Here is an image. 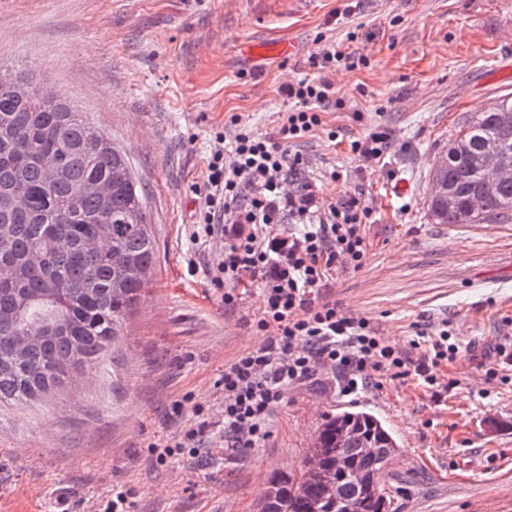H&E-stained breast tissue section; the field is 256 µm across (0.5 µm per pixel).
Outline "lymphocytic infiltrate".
<instances>
[{"label":"lymphocytic infiltrate","mask_w":512,"mask_h":512,"mask_svg":"<svg viewBox=\"0 0 512 512\" xmlns=\"http://www.w3.org/2000/svg\"><path fill=\"white\" fill-rule=\"evenodd\" d=\"M314 42L310 76L279 88L284 108L275 135H259L233 114L210 140L198 224L203 238L222 240L213 282L223 288L228 308L243 293L256 292L253 321L267 339L225 364L215 384L220 418L195 410L190 424L149 443L157 464L177 454L214 457L258 447L269 437L272 416L289 387L317 369L330 370L339 394L348 397L389 373L435 385L434 368L455 354L447 324L424 336L426 352L414 359L322 294L333 273L365 265L364 228L374 211L359 194L323 197L308 176V157L295 149L323 127L328 109L341 104L330 73L363 61L324 33ZM396 144L393 131L380 124L353 140L350 151L377 165Z\"/></svg>","instance_id":"1"}]
</instances>
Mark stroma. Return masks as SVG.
<instances>
[{"instance_id": "1", "label": "stroma", "mask_w": 512, "mask_h": 512, "mask_svg": "<svg viewBox=\"0 0 512 512\" xmlns=\"http://www.w3.org/2000/svg\"><path fill=\"white\" fill-rule=\"evenodd\" d=\"M0 0V58L35 65L33 81L69 96L126 156L147 194L158 265L129 319L116 363L86 369L57 393L0 405V512H53L57 497L88 512L112 486L135 512H255L270 479L297 474L328 416L367 409L400 453L384 478L393 512H512V224H434L426 202L436 160L474 113L512 83L485 69L512 55V0ZM345 40L366 65L331 76L345 109L301 142L314 170L343 171L324 196L360 192L372 207L368 260L330 279L324 294L410 349L417 332L447 323L458 350L434 370L436 388L383 376L355 399L317 371L290 389L260 447L221 459L147 445L183 416L216 408L225 363L258 347L254 297L224 306L211 282L212 244L195 245L213 130L229 115L274 134L279 86L309 74L316 33ZM290 38L288 60L252 63L242 42ZM400 147L385 168L360 170L348 143L377 123ZM336 130L329 140L328 130ZM406 180L409 193L387 188Z\"/></svg>"}]
</instances>
